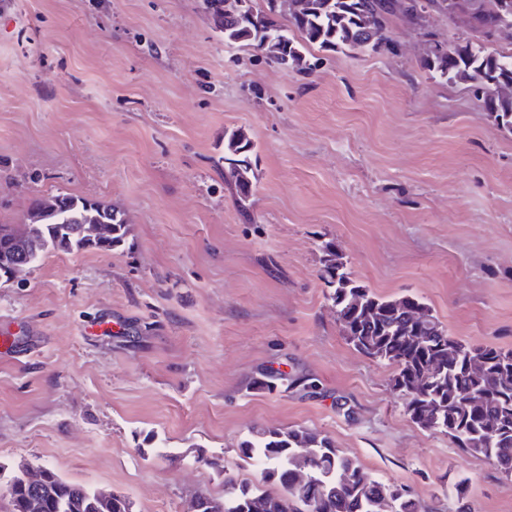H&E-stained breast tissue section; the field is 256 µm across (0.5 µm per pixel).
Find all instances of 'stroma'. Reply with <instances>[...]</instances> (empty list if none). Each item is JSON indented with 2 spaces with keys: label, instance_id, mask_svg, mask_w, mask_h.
<instances>
[{
  "label": "stroma",
  "instance_id": "1",
  "mask_svg": "<svg viewBox=\"0 0 512 512\" xmlns=\"http://www.w3.org/2000/svg\"><path fill=\"white\" fill-rule=\"evenodd\" d=\"M391 37L299 72L225 45L199 0H0V224L66 193L128 226L0 282V465L186 512L259 482L238 457L255 430L301 426L436 512L460 479L472 512H512V477L411 420L320 278L330 242L357 284L512 349V132L432 76L418 31ZM240 127L244 212L222 160ZM265 369L289 383L259 388ZM254 150V143L244 130L225 132L224 185L243 209L251 202L257 178L251 160Z\"/></svg>",
  "mask_w": 512,
  "mask_h": 512
}]
</instances>
